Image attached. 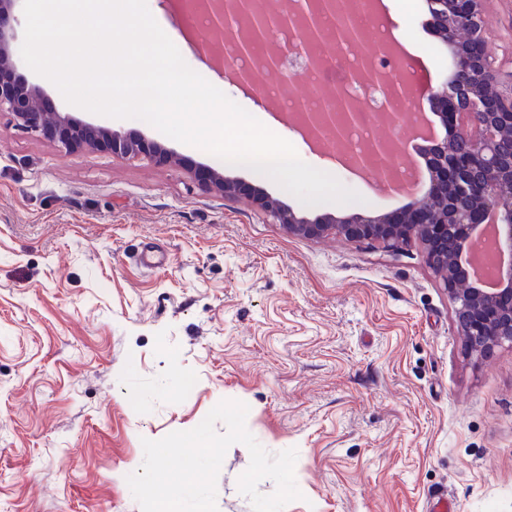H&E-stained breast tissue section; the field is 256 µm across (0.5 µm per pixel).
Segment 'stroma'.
Segmentation results:
<instances>
[{
    "label": "stroma",
    "instance_id": "35a3bbf8",
    "mask_svg": "<svg viewBox=\"0 0 512 512\" xmlns=\"http://www.w3.org/2000/svg\"><path fill=\"white\" fill-rule=\"evenodd\" d=\"M188 40L186 64L302 161L362 197L303 205L276 183L152 126L65 101L28 66L49 108L260 188L297 215L402 209L379 182L337 168L275 108L225 83L198 43L190 0H152ZM405 75L440 85L448 52L424 0L403 22ZM486 36L512 73V0H486ZM154 246L159 263L139 258ZM194 379L184 388L180 375ZM248 408L272 454L296 449L302 493L284 512H512V345L467 355L454 305L414 242L399 251L289 236L247 199L198 187L186 169L110 152L64 154L0 112V512H141L127 484L143 439L193 429L219 402ZM250 453L230 446L218 512H253L238 490Z\"/></svg>",
    "mask_w": 512,
    "mask_h": 512
}]
</instances>
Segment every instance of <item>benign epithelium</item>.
<instances>
[{
  "instance_id": "1",
  "label": "benign epithelium",
  "mask_w": 512,
  "mask_h": 512,
  "mask_svg": "<svg viewBox=\"0 0 512 512\" xmlns=\"http://www.w3.org/2000/svg\"><path fill=\"white\" fill-rule=\"evenodd\" d=\"M16 0H0V112L12 116L14 125L39 134L64 153L107 150L116 159L143 156L166 165L172 154L157 144L118 136L95 124L80 123L59 112L49 114L39 87L18 74L20 58L14 43ZM483 0H426L433 32L452 56V70L442 85L428 91V100L440 117L445 134L429 136L424 160L429 188L393 214L345 218L325 214L315 220L297 216L262 191L244 189L224 179L212 168L185 166L201 188L228 199L250 195L252 202L288 234L321 239L329 235L352 241L378 242L397 249L412 239L424 246L425 261L441 281L454 304L455 318L468 353L485 357L505 343L512 344V74L495 73L484 39ZM210 13L208 32L214 44L235 40L240 56L257 39L269 40L272 31L289 30L304 22L307 41L331 38L337 48L364 40L349 15L323 30L312 0H289L284 9L265 13L253 0H204ZM361 101L341 89L320 103L318 112L288 117L307 132L330 133L342 143L346 128L358 120ZM387 143L373 142L361 154L366 163L382 164Z\"/></svg>"
}]
</instances>
